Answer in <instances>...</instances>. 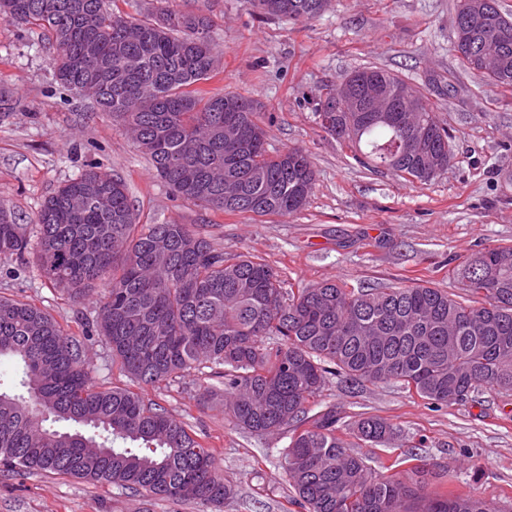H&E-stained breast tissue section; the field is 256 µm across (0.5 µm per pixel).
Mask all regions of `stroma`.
<instances>
[{"label": "stroma", "mask_w": 512, "mask_h": 512, "mask_svg": "<svg viewBox=\"0 0 512 512\" xmlns=\"http://www.w3.org/2000/svg\"><path fill=\"white\" fill-rule=\"evenodd\" d=\"M454 3L329 0L320 16L294 21L264 17L256 0H166L168 9L213 21L221 57L205 89L257 101L270 152L295 146L312 157L316 178L306 207L265 217L205 210L176 197L108 114L55 82L44 33L0 20V94L15 101L0 111V200L18 223H29L54 190L100 163L125 181L138 223L204 228L227 259L261 258L284 288L418 283L462 294L455 271L467 258L512 246V91L487 86L449 52ZM373 65L427 87L456 145L455 160L437 180L410 184L389 170L370 171L350 144L321 130V99L352 70ZM0 296L36 304L76 337L97 315V294L69 300L33 262L20 269L0 258ZM144 396L214 449L218 470L234 487L221 512H301L279 466L291 428L245 433L189 378L147 388ZM321 399L344 416L375 415L400 429L384 447L354 441V452L376 472L404 477L403 457L414 452L436 473L429 493H475L512 505V397L485 389L441 406L392 382L351 388L331 376ZM198 510L117 485L0 471V512Z\"/></svg>", "instance_id": "1"}]
</instances>
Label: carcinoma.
Segmentation results:
<instances>
[{
  "label": "carcinoma",
  "instance_id": "1",
  "mask_svg": "<svg viewBox=\"0 0 512 512\" xmlns=\"http://www.w3.org/2000/svg\"><path fill=\"white\" fill-rule=\"evenodd\" d=\"M291 19L315 18L327 0H288ZM480 0H459L451 50L488 85L512 90V19L487 17L464 48L460 21ZM92 18L99 36L87 52ZM0 19L41 28L52 42L54 76L118 121L174 194L206 209L287 216L302 209L315 181L299 147L268 153L260 105L234 91L201 87L219 64L204 15L159 9L142 19L107 0H0ZM208 40L204 54L195 38ZM373 77L404 120L427 127L423 142L380 112L349 105L329 113V135L356 147L371 169L409 183L438 178L455 158L454 137L425 93L378 67ZM229 101L235 111L218 112ZM231 125L247 138L224 151ZM36 255L43 273L73 300L102 286L87 339L98 337L129 384L95 386L88 344L45 310L0 297V358L21 365L0 379V469L19 477L58 474L137 493L207 506L232 486L213 451L143 390L208 368L222 379L224 417L264 436L293 427L281 466L304 512H503L474 495L426 492L429 471L384 476L352 452L351 436L384 444L399 433L388 421H354L317 401L329 375L356 384L394 381L437 405L474 398L483 387L512 394V246L488 247L457 269L476 305L423 284L353 290L321 282L285 291L277 272L253 257L231 262L204 231L187 224H138L124 181L92 166L67 180L32 223L16 222L0 202V256L23 266Z\"/></svg>",
  "mask_w": 512,
  "mask_h": 512
}]
</instances>
